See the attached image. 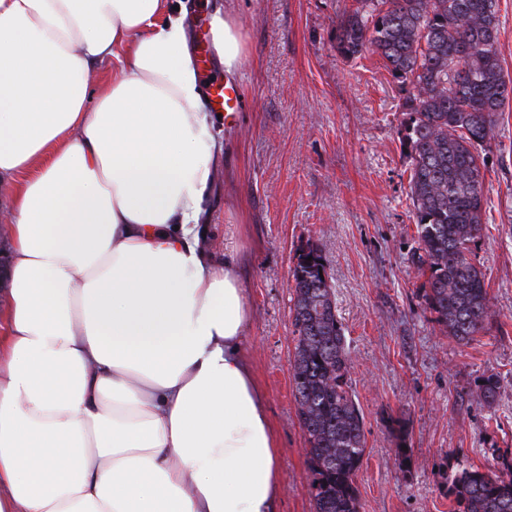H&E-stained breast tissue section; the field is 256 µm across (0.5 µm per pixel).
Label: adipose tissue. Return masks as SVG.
I'll list each match as a JSON object with an SVG mask.
<instances>
[{"label":"adipose tissue","instance_id":"adipose-tissue-1","mask_svg":"<svg viewBox=\"0 0 512 512\" xmlns=\"http://www.w3.org/2000/svg\"><path fill=\"white\" fill-rule=\"evenodd\" d=\"M188 12L0 0V512H273L250 308L206 246L222 145ZM211 25L233 72L236 25Z\"/></svg>","mask_w":512,"mask_h":512}]
</instances>
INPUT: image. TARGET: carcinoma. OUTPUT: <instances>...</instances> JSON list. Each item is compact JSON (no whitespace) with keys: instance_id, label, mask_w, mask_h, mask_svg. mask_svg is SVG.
<instances>
[{"instance_id":"cac0c4a2","label":"carcinoma","mask_w":512,"mask_h":512,"mask_svg":"<svg viewBox=\"0 0 512 512\" xmlns=\"http://www.w3.org/2000/svg\"><path fill=\"white\" fill-rule=\"evenodd\" d=\"M498 0H354L336 21L346 59L371 51L406 93L404 143L418 246L411 263L425 277L427 308L458 343L479 335L492 314L484 275L473 262L486 204L482 152L498 112L512 99L498 46ZM293 278L297 417L307 448L315 512H359L357 473L364 417L351 386V362L320 250H300ZM499 378L484 376L493 404ZM494 466L456 464L448 476L455 512H512V457Z\"/></svg>"}]
</instances>
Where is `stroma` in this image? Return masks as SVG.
Wrapping results in <instances>:
<instances>
[{"label": "stroma", "instance_id": "35a3bbf8", "mask_svg": "<svg viewBox=\"0 0 512 512\" xmlns=\"http://www.w3.org/2000/svg\"><path fill=\"white\" fill-rule=\"evenodd\" d=\"M352 3L191 0L192 49H206L212 80L242 93L237 117L214 123L224 149L208 246L219 257L233 246L249 302L243 355L280 445L274 512H314L291 379L292 271L309 244L327 265L364 417L360 512H453L451 465L484 470L492 449L512 450V103L484 153V231L472 247L492 317L459 344L433 322L410 261L417 237L403 93L378 55L351 60L336 51V20ZM218 4L235 18L245 47L232 74L213 49ZM490 373L500 378L491 406L478 391Z\"/></svg>", "mask_w": 512, "mask_h": 512}]
</instances>
